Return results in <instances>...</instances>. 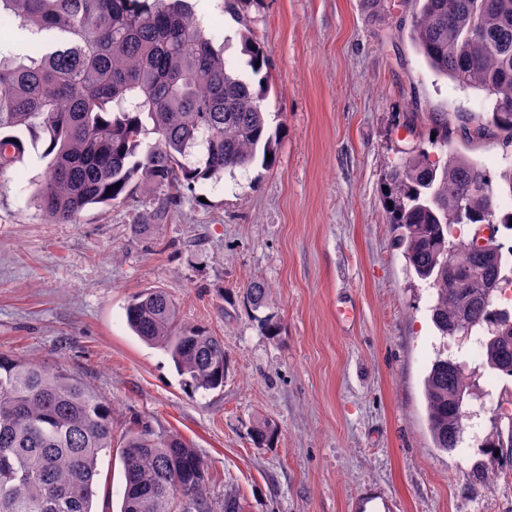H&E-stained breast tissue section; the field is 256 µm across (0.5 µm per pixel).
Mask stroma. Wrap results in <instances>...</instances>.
Masks as SVG:
<instances>
[{"label":"stroma","mask_w":512,"mask_h":512,"mask_svg":"<svg viewBox=\"0 0 512 512\" xmlns=\"http://www.w3.org/2000/svg\"><path fill=\"white\" fill-rule=\"evenodd\" d=\"M207 18L233 67L245 66L241 29L266 51L274 167L183 189L156 229L141 225L147 199L47 224L32 199L46 163L27 148L0 179V351L63 364L99 391L114 439L137 420L178 434L241 512H512V459L483 447L512 429L493 418L512 378L483 367L472 341L440 336L382 196L418 148L457 150L495 178L511 168L499 137L459 119L489 111L487 94L427 66L406 0H243L234 13L212 0ZM443 124L445 147L432 141ZM254 277L269 288L258 309L244 291ZM147 288L223 337L222 388L193 390L129 329L125 307ZM440 353L476 370L479 388L450 452L433 444L423 396ZM264 419L281 430L270 449L250 438ZM98 470L93 508L119 512V448Z\"/></svg>","instance_id":"35a3bbf8"}]
</instances>
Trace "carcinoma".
Returning a JSON list of instances; mask_svg holds the SVG:
<instances>
[{"mask_svg":"<svg viewBox=\"0 0 512 512\" xmlns=\"http://www.w3.org/2000/svg\"><path fill=\"white\" fill-rule=\"evenodd\" d=\"M410 40L430 68L484 91L491 111L461 115L478 135L512 147V0H414ZM33 44L0 51V175L21 161L25 139L50 158L33 197L47 224H79L92 206L119 207L145 196L147 222H162L185 186L217 180L256 162L274 165L267 59L251 31L240 33L250 75L227 67L187 0H0V16ZM271 158H266V155ZM383 193L387 223L406 265L435 291L431 318L440 334L498 337L481 345L484 366L512 377V314L497 304L512 285V247L496 239L498 197H512V169L500 182L466 156L443 162L412 150L391 167ZM467 227L456 239L451 230ZM491 228L483 252L474 234ZM247 298L259 308L268 288L255 279ZM131 330L164 349L191 386H224V339L185 324L162 289L131 297ZM476 373L437 356L424 378L435 447L460 439L457 394L476 396ZM253 442L271 448L279 428L264 419ZM112 448V407L60 365L0 352V512H93L98 455ZM119 512H239L230 491L210 492L207 465L178 435L143 425L121 445Z\"/></svg>","mask_w":512,"mask_h":512,"instance_id":"1","label":"carcinoma"}]
</instances>
